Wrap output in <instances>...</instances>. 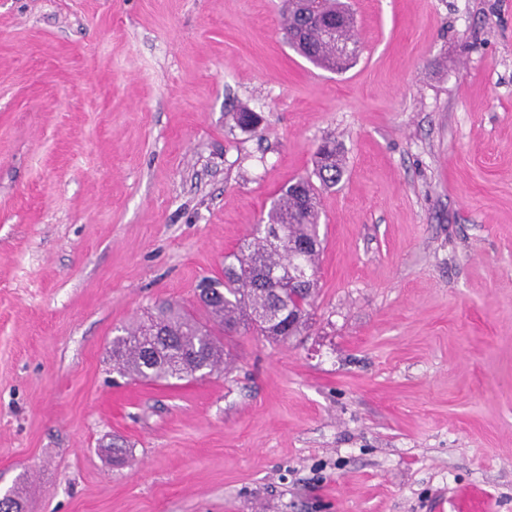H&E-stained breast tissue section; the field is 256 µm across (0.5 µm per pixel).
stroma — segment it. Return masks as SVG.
<instances>
[{
  "label": "stroma",
  "mask_w": 512,
  "mask_h": 512,
  "mask_svg": "<svg viewBox=\"0 0 512 512\" xmlns=\"http://www.w3.org/2000/svg\"><path fill=\"white\" fill-rule=\"evenodd\" d=\"M348 3L332 72L284 0H0V495L25 512H512V0ZM329 138L306 328L121 377L118 329L195 309Z\"/></svg>",
  "instance_id": "35a3bbf8"
}]
</instances>
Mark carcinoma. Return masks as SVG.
Returning a JSON list of instances; mask_svg holds the SVG:
<instances>
[{
	"mask_svg": "<svg viewBox=\"0 0 512 512\" xmlns=\"http://www.w3.org/2000/svg\"><path fill=\"white\" fill-rule=\"evenodd\" d=\"M288 43L323 67L326 55L347 43L340 32L353 25L342 0H288L283 12ZM343 160L331 140L316 152L313 174L302 176L273 201L257 225L224 262V280L205 279L192 311L164 302L136 327L112 340V359L123 375L170 383L211 374L224 364L220 336L254 330L274 341L300 333L317 287L319 191L338 183Z\"/></svg>",
	"mask_w": 512,
	"mask_h": 512,
	"instance_id": "cac0c4a2",
	"label": "carcinoma"
}]
</instances>
